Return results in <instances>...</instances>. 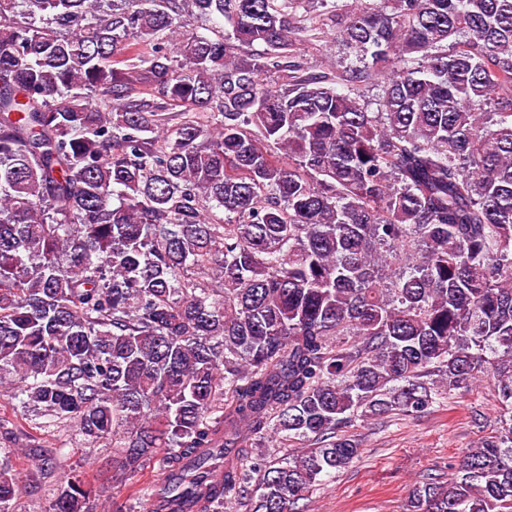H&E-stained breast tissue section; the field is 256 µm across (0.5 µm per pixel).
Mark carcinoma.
I'll list each match as a JSON object with an SVG mask.
<instances>
[{
  "label": "carcinoma",
  "instance_id": "1",
  "mask_svg": "<svg viewBox=\"0 0 512 512\" xmlns=\"http://www.w3.org/2000/svg\"><path fill=\"white\" fill-rule=\"evenodd\" d=\"M300 2L0 0V381L169 512H298L357 421L489 377L505 426L406 512H512V0H359L337 80ZM340 10L337 17L325 27L321 38L313 41L301 40L296 45V61L306 73H341L354 61L352 54L342 45L336 42V29L347 19L350 6L355 5V0H340ZM344 7H341V6Z\"/></svg>",
  "mask_w": 512,
  "mask_h": 512
}]
</instances>
